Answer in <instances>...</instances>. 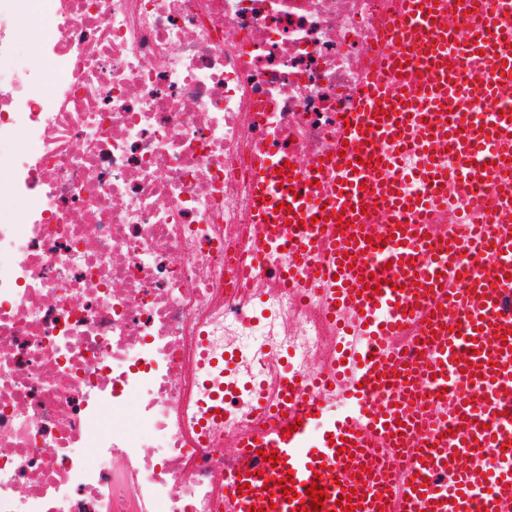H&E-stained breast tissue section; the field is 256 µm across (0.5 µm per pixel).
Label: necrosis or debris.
<instances>
[{"label":"necrosis or debris","instance_id":"necrosis-or-debris-1","mask_svg":"<svg viewBox=\"0 0 512 512\" xmlns=\"http://www.w3.org/2000/svg\"><path fill=\"white\" fill-rule=\"evenodd\" d=\"M392 7L0 0V512H224L225 440L363 343L252 173L334 151ZM492 206L452 182L435 222ZM131 399L137 438L106 421ZM16 39L25 46L28 53L48 73H52V65L41 57L38 49V34L26 20H19L15 26Z\"/></svg>","mask_w":512,"mask_h":512}]
</instances>
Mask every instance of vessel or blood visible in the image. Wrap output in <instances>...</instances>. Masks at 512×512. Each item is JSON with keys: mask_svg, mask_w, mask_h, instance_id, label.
Returning <instances> with one entry per match:
<instances>
[{"mask_svg": "<svg viewBox=\"0 0 512 512\" xmlns=\"http://www.w3.org/2000/svg\"><path fill=\"white\" fill-rule=\"evenodd\" d=\"M460 12L467 27L456 40L447 24ZM505 13L512 15V0L469 12L462 0H402L389 24L381 75L341 134L346 148L321 169L302 173L318 180L327 210L347 220L344 231L336 221L314 220L302 201L274 210L272 179L256 171L255 223L279 227L317 275L334 278L330 301L353 312L370 340L351 357L363 384L344 390L342 413L291 379L284 385L286 413L260 416L235 442L224 468L225 512H296L315 481L326 512L357 501L362 512H465L471 503L482 512H512V108L502 107L496 89L512 81V24L498 23ZM416 71L429 79L419 94L396 82L399 73ZM464 100L483 109L479 122L465 120L458 109ZM411 129L417 147L451 150L458 179L472 191L487 185L475 156L495 147L502 209L463 225L455 240L438 235L430 207L447 182L446 169L424 168L430 197H411L396 182L391 157L381 153L382 143L405 144ZM371 212L384 214L385 222L368 223ZM369 276L380 283L379 293L365 288ZM414 277L419 287L406 289ZM431 333L437 339L421 358L387 344L391 336ZM475 387L484 395L478 404L470 398ZM417 402L442 411L455 406L453 435H424L423 419L413 411ZM271 450L281 465L262 459ZM502 456L507 466L485 468ZM289 476L294 499L268 490L272 479Z\"/></svg>", "mask_w": 512, "mask_h": 512, "instance_id": "obj_1", "label": "vessel or blood"}]
</instances>
